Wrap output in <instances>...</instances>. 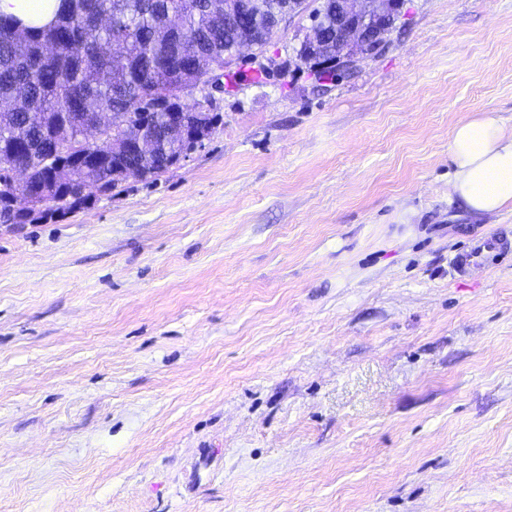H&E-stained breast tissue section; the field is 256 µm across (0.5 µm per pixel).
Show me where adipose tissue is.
I'll return each instance as SVG.
<instances>
[{"instance_id":"ef3b65f1","label":"adipose tissue","mask_w":512,"mask_h":512,"mask_svg":"<svg viewBox=\"0 0 512 512\" xmlns=\"http://www.w3.org/2000/svg\"><path fill=\"white\" fill-rule=\"evenodd\" d=\"M62 0H0V17L21 27L49 26ZM452 195L470 214L512 207V131L492 112L456 125L448 143Z\"/></svg>"}]
</instances>
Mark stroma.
Returning a JSON list of instances; mask_svg holds the SVG:
<instances>
[{"label": "stroma", "mask_w": 512, "mask_h": 512, "mask_svg": "<svg viewBox=\"0 0 512 512\" xmlns=\"http://www.w3.org/2000/svg\"><path fill=\"white\" fill-rule=\"evenodd\" d=\"M308 15L203 146L0 225V512H512V210L451 203L454 127H512V0H404L316 81ZM509 251H512V244L505 235H474L467 249L453 258L452 270L458 278H463L471 269L490 267L498 257Z\"/></svg>", "instance_id": "35a3bbf8"}]
</instances>
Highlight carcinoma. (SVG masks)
Returning a JSON list of instances; mask_svg holds the SVG:
<instances>
[{"mask_svg": "<svg viewBox=\"0 0 512 512\" xmlns=\"http://www.w3.org/2000/svg\"><path fill=\"white\" fill-rule=\"evenodd\" d=\"M54 24L37 32L0 18V101L20 104L0 110V165L17 160L29 169L28 187H43L56 206L81 188L108 192L131 175L164 171L151 156L132 171L112 166V144L103 161L78 165L69 144L86 125L76 97L112 120L144 102L155 112L180 110L198 121L178 91L187 79L176 74L186 49L203 66L222 67L249 35L224 27V0H63Z\"/></svg>", "mask_w": 512, "mask_h": 512, "instance_id": "carcinoma-1", "label": "carcinoma"}]
</instances>
